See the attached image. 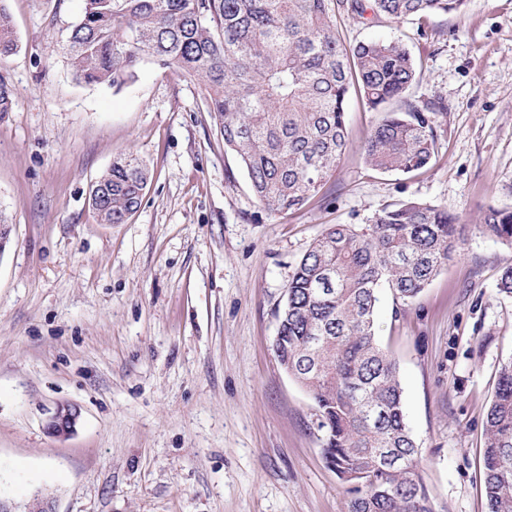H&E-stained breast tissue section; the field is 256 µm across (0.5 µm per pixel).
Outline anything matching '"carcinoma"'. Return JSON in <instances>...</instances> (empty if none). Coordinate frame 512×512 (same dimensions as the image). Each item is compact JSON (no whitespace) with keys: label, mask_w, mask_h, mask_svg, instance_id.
I'll return each instance as SVG.
<instances>
[{"label":"carcinoma","mask_w":512,"mask_h":512,"mask_svg":"<svg viewBox=\"0 0 512 512\" xmlns=\"http://www.w3.org/2000/svg\"><path fill=\"white\" fill-rule=\"evenodd\" d=\"M466 0H85L66 41L75 78L120 87L145 57L198 80L209 112L246 171L258 205L286 215L333 177L348 145L351 88L373 109L400 97L415 63L398 40L346 45L342 15L390 19L458 13ZM18 48L0 3V119L14 89L3 63ZM432 102L387 112L361 144L365 162L410 173L435 156ZM149 172L112 162L90 199L101 224H124L142 202ZM482 230L512 246V209L490 208ZM464 225L427 202L391 204L362 229L336 224L316 239L277 311L280 363L317 405L323 453L344 480L347 512H433L418 475L396 361L375 335L381 287L408 303L457 252ZM489 512H512V358L501 364L484 423Z\"/></svg>","instance_id":"1"}]
</instances>
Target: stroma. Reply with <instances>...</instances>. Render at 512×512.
I'll return each mask as SVG.
<instances>
[{"label":"stroma","instance_id":"obj_1","mask_svg":"<svg viewBox=\"0 0 512 512\" xmlns=\"http://www.w3.org/2000/svg\"><path fill=\"white\" fill-rule=\"evenodd\" d=\"M16 54L0 120V500L26 512H345L317 406L273 349L276 312L305 251L331 225L382 207H447L467 229L410 303L379 292L375 328L398 366L418 472L434 512H489L484 422L512 358V246L483 234L512 207V0H467L413 20L340 18L345 43L402 40L416 75L370 109L350 90L349 146L299 211L258 207L200 84L142 60L121 87L77 81L66 38L84 0H0ZM440 101L437 152L401 174L360 145L384 113ZM132 153L150 171L127 223L102 224L91 187ZM80 417L65 438L45 421ZM78 419L79 411L76 407L58 405L47 418L45 430L54 437H66L74 431Z\"/></svg>","mask_w":512,"mask_h":512}]
</instances>
